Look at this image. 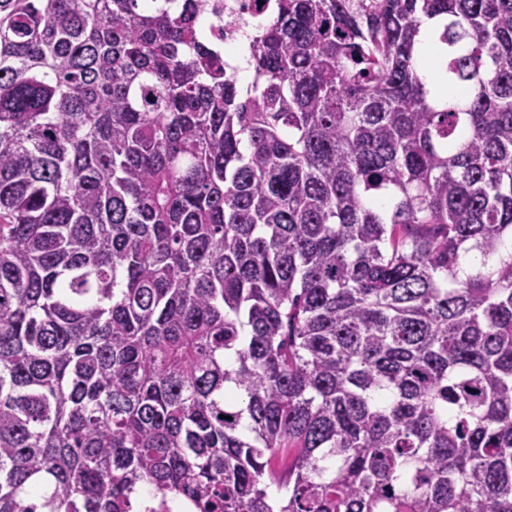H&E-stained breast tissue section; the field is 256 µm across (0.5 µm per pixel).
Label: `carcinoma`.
I'll return each instance as SVG.
<instances>
[{
  "label": "carcinoma",
  "mask_w": 512,
  "mask_h": 512,
  "mask_svg": "<svg viewBox=\"0 0 512 512\" xmlns=\"http://www.w3.org/2000/svg\"><path fill=\"white\" fill-rule=\"evenodd\" d=\"M259 13L0 0V512H512V0ZM212 24L210 38H219L224 45H236L244 41L258 13L255 0H212ZM188 503L163 497L159 495H149V497L136 499L135 512H190Z\"/></svg>",
  "instance_id": "cac0c4a2"
}]
</instances>
